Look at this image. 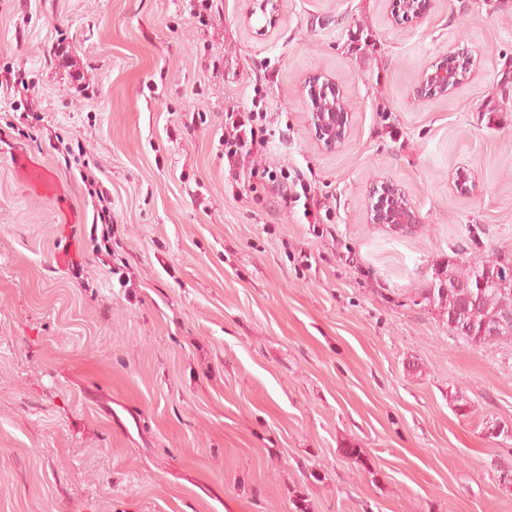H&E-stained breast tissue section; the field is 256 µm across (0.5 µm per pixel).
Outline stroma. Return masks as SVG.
<instances>
[{"instance_id":"35a3bbf8","label":"stroma","mask_w":512,"mask_h":512,"mask_svg":"<svg viewBox=\"0 0 512 512\" xmlns=\"http://www.w3.org/2000/svg\"><path fill=\"white\" fill-rule=\"evenodd\" d=\"M390 6L280 0L263 35L244 0H0V512H512V343L421 298L452 251L512 252V0L414 28ZM459 45L471 80L413 101ZM319 72L352 112L331 152ZM258 89L260 165L329 220L230 170L225 115ZM379 176L418 227L368 223ZM301 92L308 102L307 121L326 150L342 148L352 131V113L344 94L336 91L335 79L326 73L306 77ZM12 164L16 171L35 191L47 197L59 195L58 184L51 174L26 153H16Z\"/></svg>"}]
</instances>
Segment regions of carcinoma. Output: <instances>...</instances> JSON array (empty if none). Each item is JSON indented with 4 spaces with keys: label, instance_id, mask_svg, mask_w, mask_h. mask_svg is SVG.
Here are the masks:
<instances>
[{
    "label": "carcinoma",
    "instance_id": "obj_1",
    "mask_svg": "<svg viewBox=\"0 0 512 512\" xmlns=\"http://www.w3.org/2000/svg\"><path fill=\"white\" fill-rule=\"evenodd\" d=\"M500 254L481 256L479 258L459 259L448 264L447 268L435 271L438 281L456 280L469 285V292L473 295L466 313H458L459 294L446 288H436L424 295L426 302L436 301L438 307L449 314H456L455 320L448 321V332L474 344H494L511 342L512 325L500 327L495 336L484 333V323L492 322L504 310L512 308V290L498 291L493 288L482 290L476 286L475 267L483 266L490 270L498 264Z\"/></svg>",
    "mask_w": 512,
    "mask_h": 512
}]
</instances>
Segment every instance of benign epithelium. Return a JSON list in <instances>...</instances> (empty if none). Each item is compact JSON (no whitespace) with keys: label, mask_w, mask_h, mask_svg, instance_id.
Listing matches in <instances>:
<instances>
[{"label":"benign epithelium","mask_w":512,"mask_h":512,"mask_svg":"<svg viewBox=\"0 0 512 512\" xmlns=\"http://www.w3.org/2000/svg\"><path fill=\"white\" fill-rule=\"evenodd\" d=\"M246 16L261 12L265 25L261 31L275 27L278 20V0H246ZM434 0H392L391 21L398 26L416 27L430 15ZM478 67V61L468 49L449 52L422 69L414 79L412 97L416 101L446 98L468 82ZM301 92L308 102L307 121L315 137L325 149L342 148L352 131V113L343 94L336 91L335 79L326 73L305 78ZM370 194L378 201L368 211L370 224H385L398 232L421 223L418 211L410 202L402 184L386 177L377 178ZM512 281V262H503L502 269L479 276L484 288L500 280Z\"/></svg>","instance_id":"obj_1"}]
</instances>
